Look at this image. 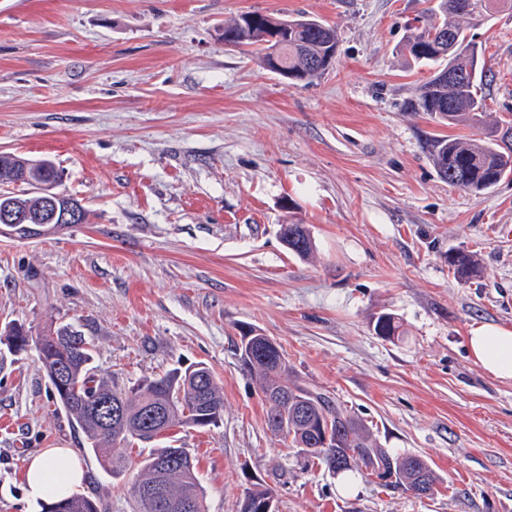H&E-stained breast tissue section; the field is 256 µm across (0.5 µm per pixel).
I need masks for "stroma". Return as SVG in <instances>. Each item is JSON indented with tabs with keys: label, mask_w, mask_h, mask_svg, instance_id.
Masks as SVG:
<instances>
[{
	"label": "stroma",
	"mask_w": 512,
	"mask_h": 512,
	"mask_svg": "<svg viewBox=\"0 0 512 512\" xmlns=\"http://www.w3.org/2000/svg\"><path fill=\"white\" fill-rule=\"evenodd\" d=\"M431 0H0V152L50 157L87 223L0 235V328L66 321L99 375L130 388L202 363L224 386L211 429L178 428L207 512H240L255 484L277 512H512V381L475 364L471 328H512V180L474 195L432 160L442 137H480L409 109L431 75L400 46ZM250 10L334 24L335 62L294 85L225 45ZM487 69V118L512 119V10L470 29ZM293 219L315 242L284 247ZM479 264L464 280L448 252ZM404 330L385 340L374 317ZM274 338L290 380L323 393L395 454L440 476L429 497L304 460L266 424L240 336ZM53 403L36 348L0 344V512L28 460L69 448L80 494L135 512L133 473H107Z\"/></svg>",
	"instance_id": "1"
}]
</instances>
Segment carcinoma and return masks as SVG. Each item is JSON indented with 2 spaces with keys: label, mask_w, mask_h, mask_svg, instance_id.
Wrapping results in <instances>:
<instances>
[{
  "label": "carcinoma",
  "mask_w": 512,
  "mask_h": 512,
  "mask_svg": "<svg viewBox=\"0 0 512 512\" xmlns=\"http://www.w3.org/2000/svg\"><path fill=\"white\" fill-rule=\"evenodd\" d=\"M497 7L511 10L512 0H437L434 16L405 38L401 53L434 69L417 89L414 111L448 125L486 111L485 100L478 95L485 66L461 20L479 22ZM223 38L226 45L256 49L265 69L304 84L330 68L338 43L336 27L323 20L263 11L245 12L224 23ZM432 157L449 185L482 194L512 175V122L489 127L482 139H436ZM0 203L23 210L32 205L33 196L28 186L15 184ZM286 233L289 251L303 258L313 252L305 225L290 224ZM448 264L462 277L478 272L474 255L463 250L449 254ZM373 328L385 338L402 335L401 324L388 313L375 317ZM28 343L22 324L12 326L9 336L0 334V344L15 353ZM37 349L53 402L81 429L88 451L99 457L107 472L135 473L131 490L137 512H205V491L191 455L179 456L178 449L166 446L134 458L116 449L132 439L155 441L176 426L218 425L224 414V392L210 368L199 366L183 373L175 369L124 390L92 373L93 344L68 323L49 325L38 338ZM240 355L263 393L266 423L275 436L290 441L335 475L357 473L417 496L433 493L439 477L425 459L380 447L354 416L324 394L288 382V364L275 341L251 329L241 336ZM59 364L66 366L72 387L66 396L53 379ZM109 400L118 413L112 417V427L105 428L97 407ZM275 496L273 488L256 485L246 491L241 512H261L262 504ZM41 512H103V504L72 493L42 504Z\"/></svg>",
  "instance_id": "obj_1"
}]
</instances>
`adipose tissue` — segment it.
<instances>
[{
	"mask_svg": "<svg viewBox=\"0 0 512 512\" xmlns=\"http://www.w3.org/2000/svg\"><path fill=\"white\" fill-rule=\"evenodd\" d=\"M468 350L483 370L501 380H512V330L483 324L471 330ZM79 460L67 448H47L27 464L23 482L32 501L48 502L69 494L82 483Z\"/></svg>",
	"mask_w": 512,
	"mask_h": 512,
	"instance_id": "1",
	"label": "adipose tissue"
}]
</instances>
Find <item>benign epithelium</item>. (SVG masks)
Returning <instances> with one entry per match:
<instances>
[{
  "label": "benign epithelium",
  "instance_id": "obj_1",
  "mask_svg": "<svg viewBox=\"0 0 512 512\" xmlns=\"http://www.w3.org/2000/svg\"><path fill=\"white\" fill-rule=\"evenodd\" d=\"M55 165L48 159L30 160L10 179L18 183L36 185L38 211L35 214L16 211L10 206L0 207V232L9 229L16 236H43L49 230L83 222V211L77 204L65 202V194L55 191L56 181L51 177Z\"/></svg>",
  "mask_w": 512,
  "mask_h": 512
}]
</instances>
